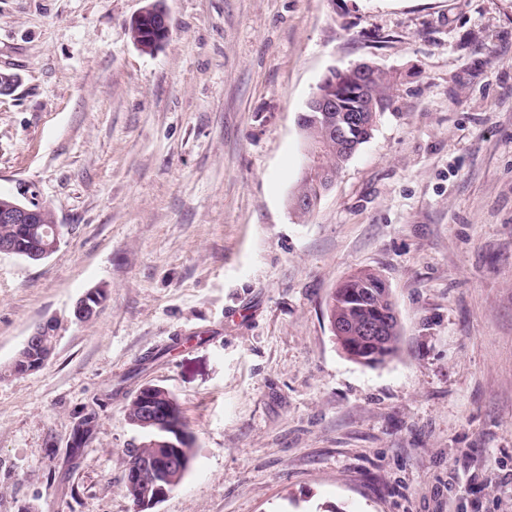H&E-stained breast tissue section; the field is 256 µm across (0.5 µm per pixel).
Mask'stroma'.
I'll return each instance as SVG.
<instances>
[{"label": "stroma", "mask_w": 512, "mask_h": 512, "mask_svg": "<svg viewBox=\"0 0 512 512\" xmlns=\"http://www.w3.org/2000/svg\"><path fill=\"white\" fill-rule=\"evenodd\" d=\"M0 0V193L62 228L0 255V512H136L126 408L178 400L196 455L151 512H512V0ZM393 102L309 215L297 116L334 66ZM380 274L400 350L368 367L327 301ZM103 287L96 317L75 302ZM53 334V327L50 323H44L36 327L29 336H27L25 342L23 343L22 347H27L28 349L32 350L33 347L38 350L39 356L36 358V361H33L32 364L30 362L31 359H33V354H31L28 350H23L22 348L18 351L16 356L14 357L11 364L2 372V369L0 371V377L7 375H19L24 374L26 372L27 365L31 366L29 367L27 372L34 371L38 368H40L51 356L53 349H45L44 344L42 343V340L44 339V336L47 334Z\"/></svg>", "instance_id": "35a3bbf8"}]
</instances>
